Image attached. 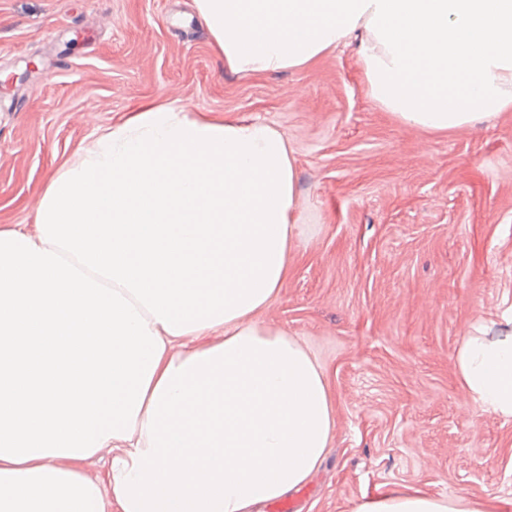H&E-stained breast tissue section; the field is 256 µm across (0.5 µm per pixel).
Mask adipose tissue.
Here are the masks:
<instances>
[{
    "instance_id": "adipose-tissue-1",
    "label": "adipose tissue",
    "mask_w": 512,
    "mask_h": 512,
    "mask_svg": "<svg viewBox=\"0 0 512 512\" xmlns=\"http://www.w3.org/2000/svg\"><path fill=\"white\" fill-rule=\"evenodd\" d=\"M244 76L348 40L367 95L409 128L512 111V0H194ZM273 126L149 102L40 191L36 234L0 230V512H259L321 465L324 370L258 315L305 233ZM461 386L512 420V306L474 325ZM107 452L110 465L85 463ZM352 512H493L395 485Z\"/></svg>"
}]
</instances>
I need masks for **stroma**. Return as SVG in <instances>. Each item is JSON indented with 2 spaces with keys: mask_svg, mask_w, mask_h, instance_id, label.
<instances>
[{
  "mask_svg": "<svg viewBox=\"0 0 512 512\" xmlns=\"http://www.w3.org/2000/svg\"><path fill=\"white\" fill-rule=\"evenodd\" d=\"M161 100L265 121L295 157L308 233L260 319L316 356L336 424L293 512H351L394 484L512 502V421L473 404L454 366L461 337L512 303V111L405 127L350 47L233 74L193 0H0V228L36 232L49 177Z\"/></svg>",
  "mask_w": 512,
  "mask_h": 512,
  "instance_id": "1",
  "label": "stroma"
}]
</instances>
